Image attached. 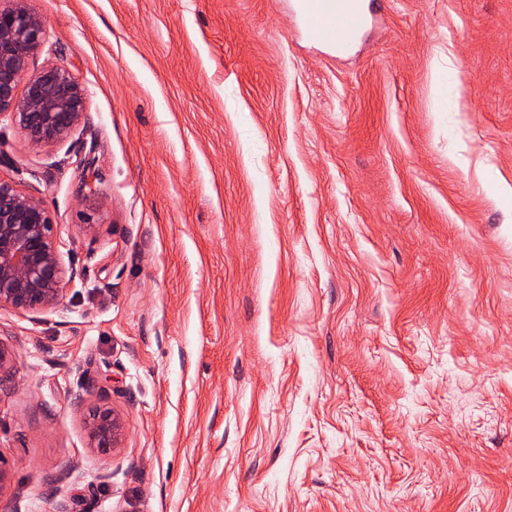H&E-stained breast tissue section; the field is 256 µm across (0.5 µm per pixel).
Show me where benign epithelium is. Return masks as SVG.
I'll return each mask as SVG.
<instances>
[{"label": "benign epithelium", "mask_w": 512, "mask_h": 512, "mask_svg": "<svg viewBox=\"0 0 512 512\" xmlns=\"http://www.w3.org/2000/svg\"><path fill=\"white\" fill-rule=\"evenodd\" d=\"M45 24L29 0H0V120L6 119L31 144L67 141L86 122V93L72 70L48 63L33 66L45 45ZM95 156H77L85 185ZM77 271L64 265L57 225L43 199L0 177V308L38 310L56 305ZM90 447L106 452L121 442L123 424L110 407L86 421Z\"/></svg>", "instance_id": "7a95c632"}]
</instances>
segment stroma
<instances>
[{
	"label": "stroma",
	"instance_id": "35a3bbf8",
	"mask_svg": "<svg viewBox=\"0 0 512 512\" xmlns=\"http://www.w3.org/2000/svg\"><path fill=\"white\" fill-rule=\"evenodd\" d=\"M30 5L88 123L0 124L78 271L0 308V512H512V0L345 57L288 0ZM88 440L91 448L107 452L117 448L121 442L123 424L118 414L110 407L96 408L86 421Z\"/></svg>",
	"mask_w": 512,
	"mask_h": 512
}]
</instances>
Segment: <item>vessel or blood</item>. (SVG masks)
<instances>
[{
	"mask_svg": "<svg viewBox=\"0 0 512 512\" xmlns=\"http://www.w3.org/2000/svg\"><path fill=\"white\" fill-rule=\"evenodd\" d=\"M300 29L339 55L349 54L373 21L369 0H291Z\"/></svg>",
	"mask_w": 512,
	"mask_h": 512,
	"instance_id": "vessel-or-blood-1",
	"label": "vessel or blood"
}]
</instances>
